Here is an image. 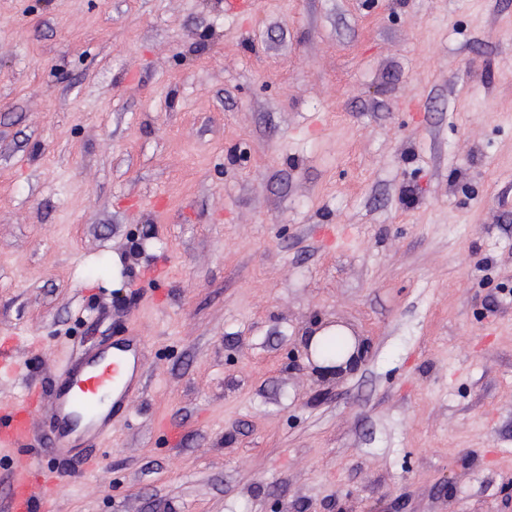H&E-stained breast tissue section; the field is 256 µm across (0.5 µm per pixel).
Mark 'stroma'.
I'll return each instance as SVG.
<instances>
[{"mask_svg": "<svg viewBox=\"0 0 512 512\" xmlns=\"http://www.w3.org/2000/svg\"><path fill=\"white\" fill-rule=\"evenodd\" d=\"M133 332L55 512H512V0H0V336ZM338 343H344L345 349L343 354L336 358L335 352ZM356 349V341L349 329L340 325H327L316 329L308 341L310 357L318 367L316 370L326 371L329 374L340 375L343 369L341 366L325 370L319 368L343 365L344 369H347L348 366L345 363L353 354H356Z\"/></svg>", "mask_w": 512, "mask_h": 512, "instance_id": "stroma-1", "label": "stroma"}]
</instances>
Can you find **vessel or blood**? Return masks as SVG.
<instances>
[{
  "mask_svg": "<svg viewBox=\"0 0 512 512\" xmlns=\"http://www.w3.org/2000/svg\"><path fill=\"white\" fill-rule=\"evenodd\" d=\"M144 350L135 334L99 343L43 384L23 378L12 339L0 342V371L23 379L22 394L0 403V447L14 453L0 512H47L45 492L58 485L60 473L43 464V456L97 465L89 449L111 436L140 393Z\"/></svg>",
  "mask_w": 512,
  "mask_h": 512,
  "instance_id": "1",
  "label": "vessel or blood"
}]
</instances>
